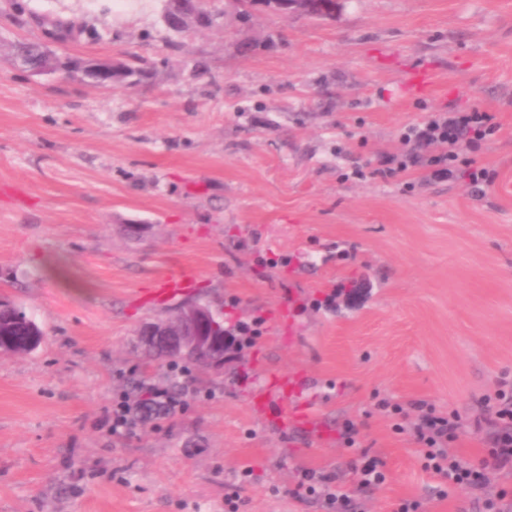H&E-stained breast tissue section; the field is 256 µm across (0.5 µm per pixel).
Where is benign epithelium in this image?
Masks as SVG:
<instances>
[{"instance_id":"obj_1","label":"benign epithelium","mask_w":512,"mask_h":512,"mask_svg":"<svg viewBox=\"0 0 512 512\" xmlns=\"http://www.w3.org/2000/svg\"><path fill=\"white\" fill-rule=\"evenodd\" d=\"M295 13L325 17L336 13L335 0H293ZM86 78L103 86L112 82V63L96 61L85 67ZM218 316L211 307L198 301L183 304L173 320L159 318L142 326L141 342L158 347L169 357L207 352L212 356L210 367L224 365L228 337L217 333Z\"/></svg>"}]
</instances>
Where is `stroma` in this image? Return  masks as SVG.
Wrapping results in <instances>:
<instances>
[{
    "label": "stroma",
    "instance_id": "35a3bbf8",
    "mask_svg": "<svg viewBox=\"0 0 512 512\" xmlns=\"http://www.w3.org/2000/svg\"><path fill=\"white\" fill-rule=\"evenodd\" d=\"M13 2L0 0V298L43 339L0 357V512H228L233 486L238 512H336L295 496L311 470L352 512H476L480 493H512L508 469L438 498L410 431L427 409L457 411L448 449L478 462L498 430L483 400L512 382V0H341L319 18L212 0L217 24L180 33L165 0H21L97 30L58 55L148 61L108 88L15 65L13 44L44 33L17 25ZM420 70L431 91L409 84ZM450 104L499 124L474 153L493 176L483 194L376 175L406 125ZM174 265L236 343L222 368L184 376L174 414L113 434V404L167 385L170 361H150L137 332L183 298L137 295ZM284 376L307 379L284 404L309 416L281 430L259 400ZM364 454L383 484L360 485Z\"/></svg>",
    "mask_w": 512,
    "mask_h": 512
}]
</instances>
